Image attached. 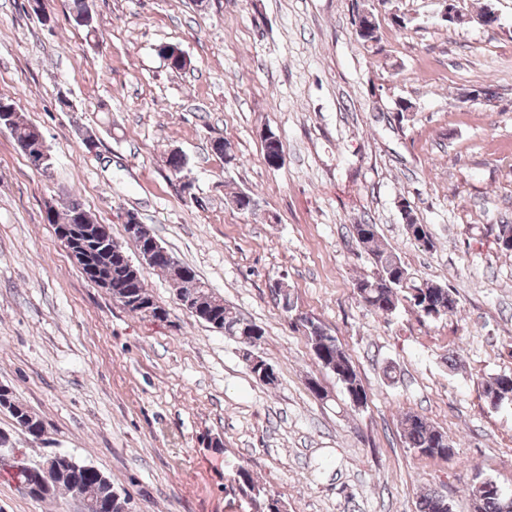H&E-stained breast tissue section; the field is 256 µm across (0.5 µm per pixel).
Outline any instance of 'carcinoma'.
Listing matches in <instances>:
<instances>
[{
	"instance_id": "obj_1",
	"label": "carcinoma",
	"mask_w": 512,
	"mask_h": 512,
	"mask_svg": "<svg viewBox=\"0 0 512 512\" xmlns=\"http://www.w3.org/2000/svg\"><path fill=\"white\" fill-rule=\"evenodd\" d=\"M362 18L361 28L354 29L356 40L364 46H374L379 42V24L373 11L362 15L356 11L354 18ZM16 102L8 97H0V113L8 112L11 118V134L15 142L21 143L32 136L35 127L24 121L22 115L14 111ZM235 208L242 213H251L256 204L252 193L240 191L231 200ZM400 210L405 221L407 234L426 250H433L435 242L427 225L420 224L406 201H401ZM86 215L84 206L72 200L65 213L52 212L48 214L50 224H58L69 229L78 225V220ZM356 241L369 251L377 273L372 276L360 278L355 283L357 296L360 301L373 309L376 313L389 316L396 312L403 301L412 302V306L419 312H427L440 318L457 309V298L453 291L446 286L419 279L395 252L381 247L378 243V230L375 224L352 225ZM77 245L88 249L93 254L95 265L102 270L112 273V284L119 285L128 292V296L140 302L152 300L144 282L143 274L128 268H122L119 261L101 252L97 245L82 235L76 237ZM153 269L166 274L176 288L182 301H192L197 305L196 317L212 325L216 322L224 325V334L243 342L242 336L252 329L260 330L261 326L244 317L241 313L224 304V300L215 296L207 284L198 278L195 271L186 265L181 270H174L164 261L153 266ZM315 328L309 333L308 340L315 343L319 350L317 360L341 373L338 382L346 393L365 392L349 357L342 346L337 342L319 322H314ZM512 393V374L498 375L487 383L484 390L489 402L501 399ZM0 409L7 411L13 418L17 429L31 436L41 439L40 432L44 429V422L16 397L8 386L0 385ZM403 438L410 448L427 457L448 459V435L441 432L417 414H407L403 419ZM37 471L39 478L30 482L26 488L27 494L37 500L52 498L59 493H68L78 496L83 492H90L96 501L93 512H121L114 500V486L110 477L84 465L68 454L54 453L43 457L39 461L30 463ZM235 487L253 499L259 495L253 494L257 489V482L251 472L240 466L234 477ZM470 495L474 504V512H504L503 501L492 490L470 484ZM420 512H448V502L435 492L421 497Z\"/></svg>"
}]
</instances>
